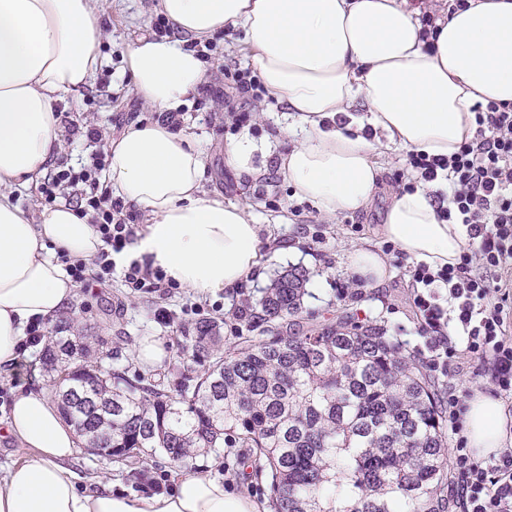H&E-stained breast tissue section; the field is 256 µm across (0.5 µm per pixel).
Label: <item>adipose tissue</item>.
Segmentation results:
<instances>
[{
	"mask_svg": "<svg viewBox=\"0 0 512 512\" xmlns=\"http://www.w3.org/2000/svg\"><path fill=\"white\" fill-rule=\"evenodd\" d=\"M107 0H0V365L14 364L31 318L54 319L77 295L57 251L88 260L102 246L73 207L28 215L13 191L38 183L62 150L55 103L94 77ZM175 35L141 37L125 64L145 105L178 111L205 74L186 48L224 28L243 34L270 95L287 107L295 143L280 170L301 200L326 214L371 201L381 169L365 128L428 155H451L475 129L472 108L512 105V0H470L437 20L423 41L406 0H159ZM105 183L145 222L133 254L180 287L209 296L240 287L260 265V226L245 208L203 190L206 164L192 135L161 122L131 124L109 141ZM265 142L241 133L226 147L238 173L256 175ZM406 256L437 267L456 263L468 237L439 220L431 188L394 195L381 227ZM6 433L29 451L0 474V512H262L206 473L146 496L80 490L67 468L81 435L41 394L20 393ZM463 435L485 458L512 445V415L477 390L466 400Z\"/></svg>",
	"mask_w": 512,
	"mask_h": 512,
	"instance_id": "adipose-tissue-1",
	"label": "adipose tissue"
}]
</instances>
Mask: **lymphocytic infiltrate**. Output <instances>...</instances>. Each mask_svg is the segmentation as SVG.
<instances>
[{"label":"lymphocytic infiltrate","mask_w":512,"mask_h":512,"mask_svg":"<svg viewBox=\"0 0 512 512\" xmlns=\"http://www.w3.org/2000/svg\"><path fill=\"white\" fill-rule=\"evenodd\" d=\"M72 134L85 137L92 151L80 171L49 173L39 191L46 204L75 202L99 233L103 246L91 261L59 254L75 283L111 281L114 257L134 240L133 215L122 199L101 187L106 154L101 131L59 115ZM475 130L449 156L409 152L408 166L423 183L443 179L448 195H437L441 220L464 225L468 246L456 264L433 268L409 262L405 272L413 290V311L428 339L423 358L431 371L448 374L472 361L494 396L512 399V106L494 101L477 108ZM125 287L165 295L178 285L164 271L139 260L125 265ZM448 428L456 435L450 466L455 475L458 512H512V448L487 459L473 455L462 438L464 402L449 391Z\"/></svg>","instance_id":"1"}]
</instances>
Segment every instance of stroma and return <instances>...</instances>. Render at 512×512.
Returning a JSON list of instances; mask_svg holds the SVG:
<instances>
[{
    "label": "stroma",
    "mask_w": 512,
    "mask_h": 512,
    "mask_svg": "<svg viewBox=\"0 0 512 512\" xmlns=\"http://www.w3.org/2000/svg\"><path fill=\"white\" fill-rule=\"evenodd\" d=\"M158 12L156 0H112L105 17V35L99 46L102 64L93 80L81 87L56 109L69 113L77 125L90 122L111 138H118L130 125L162 119L163 114L143 106L125 69L128 45L151 34ZM224 76L207 70L202 84L180 117L181 126L192 134L206 154L205 188L225 203L244 206L261 225L263 264L233 292L200 297L189 289L173 296L141 290L130 291L120 278L100 285L79 288L78 294L62 315L70 335L89 330L91 335L107 340L112 350V364L127 369L129 376L141 375L159 381L168 392H176L186 371H204L209 361L182 357L180 343L185 331L193 329L199 318L224 320L223 348L231 350L244 338L259 340L266 336V326L252 318L238 319L234 305L257 301L278 271L290 266L306 269L310 279L304 298L301 325L336 322L345 314L384 325L404 351L415 354L425 346V334L411 309V289L403 264L397 254L385 257L390 268L388 279L380 284L356 280L347 265L350 251L365 247L382 251L385 238L380 231L389 205L390 193L396 192V174L407 167L405 150L375 143L372 158L382 170V192L376 193L366 209L333 216L324 214L310 201L294 197L293 190L278 172L280 154L292 140L284 131V105L276 97L262 95L248 107L250 117L242 127H235L228 112L219 110L212 98L213 89L223 86ZM271 145L269 156L256 160L257 176L239 174L226 160L224 147L240 131ZM164 307L174 316L165 327L154 319L157 308ZM144 336L164 339L167 355L153 368L141 366L134 355L137 341ZM41 350L28 351L22 372L0 369V390L8 396L18 393L50 394L54 374L41 360ZM147 480L136 481L123 463L81 447L66 466L77 477L80 487L97 489L98 479L110 481L116 491L150 495L170 491L180 477L200 471L211 472L224 482L225 489L245 494L258 503L270 500L269 483L260 475L247 449L227 448L220 454H199L181 465H173L162 455L147 458Z\"/></svg>",
    "instance_id": "stroma-1"
}]
</instances>
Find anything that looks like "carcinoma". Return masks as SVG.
Wrapping results in <instances>:
<instances>
[{
	"label": "carcinoma",
	"mask_w": 512,
	"mask_h": 512,
	"mask_svg": "<svg viewBox=\"0 0 512 512\" xmlns=\"http://www.w3.org/2000/svg\"><path fill=\"white\" fill-rule=\"evenodd\" d=\"M309 275L279 274L253 306L281 322L303 313ZM220 326L203 320L183 352L208 358L179 393L88 363L86 342L60 337L44 361L59 368L55 397L90 448L136 465L162 454L239 446L269 479L274 512H449L447 416L435 385L377 324L345 316L305 334L246 340L221 352Z\"/></svg>",
	"instance_id": "obj_1"
}]
</instances>
